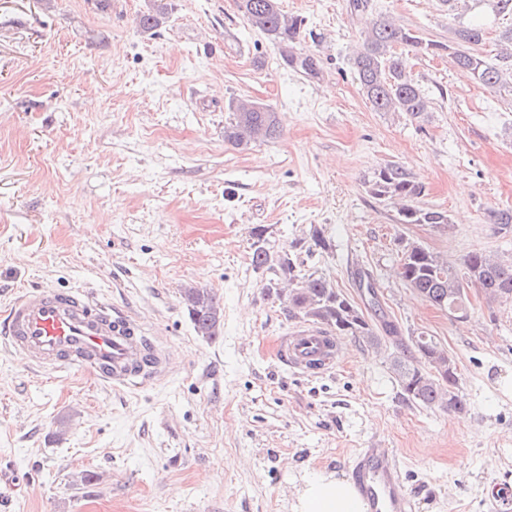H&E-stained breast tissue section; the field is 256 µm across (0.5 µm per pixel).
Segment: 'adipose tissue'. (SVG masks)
<instances>
[{"label": "adipose tissue", "mask_w": 512, "mask_h": 512, "mask_svg": "<svg viewBox=\"0 0 512 512\" xmlns=\"http://www.w3.org/2000/svg\"><path fill=\"white\" fill-rule=\"evenodd\" d=\"M294 512H367L354 485L335 473L305 474L297 493Z\"/></svg>", "instance_id": "1"}]
</instances>
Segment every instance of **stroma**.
Returning a JSON list of instances; mask_svg holds the SVG:
<instances>
[{
	"label": "stroma",
	"instance_id": "stroma-1",
	"mask_svg": "<svg viewBox=\"0 0 512 512\" xmlns=\"http://www.w3.org/2000/svg\"><path fill=\"white\" fill-rule=\"evenodd\" d=\"M0 0V311L18 290L82 289L157 336L166 372L135 388L85 371L44 373L0 347V512H293L308 470L348 474L360 448L394 449L413 512H512V304L469 289L454 320L395 274L418 242L463 269L479 250L512 257V92L465 77L447 53L399 48L430 108L375 112L352 69L367 21L390 16L455 44L481 25L500 53L512 15L488 0H282L304 19L309 78L252 29L236 0ZM276 113L277 138L224 140L231 100ZM400 165L439 230L401 224L369 192ZM364 303L373 276L383 317L427 333L457 363L462 414L404 401L388 338L346 336L335 367L280 364L298 327L251 264L252 230ZM329 242L315 247L311 228ZM211 290L223 334L197 335L186 285ZM496 468H488V459Z\"/></svg>",
	"mask_w": 512,
	"mask_h": 512
}]
</instances>
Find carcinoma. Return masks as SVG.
I'll return each instance as SVG.
<instances>
[{"label": "carcinoma", "mask_w": 512, "mask_h": 512, "mask_svg": "<svg viewBox=\"0 0 512 512\" xmlns=\"http://www.w3.org/2000/svg\"><path fill=\"white\" fill-rule=\"evenodd\" d=\"M236 4L247 23L279 47L290 66L310 77L319 75V60L297 53L293 47L304 27L303 19L284 13L280 0H236ZM361 38L362 47L353 59V69L365 100L375 112H406L417 119L428 112V100L396 53L399 46L411 47L422 55L446 51L467 77L480 65L485 72L481 85L491 91L512 81V70L491 64L471 51V47L483 41L482 28L477 26L458 30L454 47L425 39L387 19L370 21ZM229 110L224 141L246 148L277 137L278 121L270 108L257 102L233 100ZM369 192L378 199L399 203L400 224L448 227L446 212L419 204L422 187L399 166L388 165L375 174ZM253 236L252 265L281 271L287 292L277 299L285 304L289 317L304 320L306 308L310 307L314 321L332 328L338 336H357L372 343L379 340L374 325L354 300L333 288L325 278L302 272L298 257L275 250L265 229H255ZM465 268L468 278L456 276L455 267L446 259L413 242L403 246L397 274L423 299L453 316L465 313L470 288L479 289L491 303L512 302V260L475 251L467 255ZM181 297L196 333L209 340L217 339L221 333V307L215 295L191 286L183 289ZM385 330L398 338L400 352L394 358L393 368L405 399L448 413L467 411V401L458 391L457 366H447L439 375L432 376L423 373L417 364V360L439 349L433 338L424 340L418 335L407 345L398 337L397 327L387 323Z\"/></svg>", "instance_id": "cac0c4a2"}]
</instances>
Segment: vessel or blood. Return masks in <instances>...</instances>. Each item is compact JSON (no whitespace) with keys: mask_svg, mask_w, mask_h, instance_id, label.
Returning a JSON list of instances; mask_svg holds the SVG:
<instances>
[{"mask_svg":"<svg viewBox=\"0 0 512 512\" xmlns=\"http://www.w3.org/2000/svg\"><path fill=\"white\" fill-rule=\"evenodd\" d=\"M0 342L41 371L89 369L115 386L154 379L168 359L135 319L79 289H24L0 315ZM338 340L303 326L280 337L276 355L290 369L324 371L336 363ZM368 512H413L394 449L361 448L351 459Z\"/></svg>","mask_w":512,"mask_h":512,"instance_id":"b4317fda","label":"vessel or blood"}]
</instances>
